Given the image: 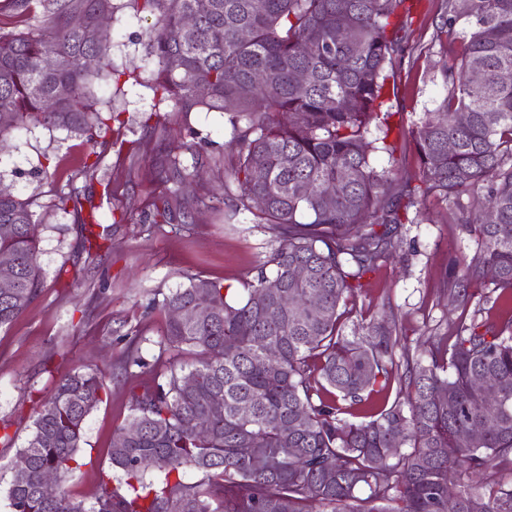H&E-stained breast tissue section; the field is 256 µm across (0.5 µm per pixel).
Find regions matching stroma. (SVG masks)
<instances>
[{"label":"stroma","instance_id":"stroma-1","mask_svg":"<svg viewBox=\"0 0 512 512\" xmlns=\"http://www.w3.org/2000/svg\"><path fill=\"white\" fill-rule=\"evenodd\" d=\"M444 0H415L403 32L397 65V94L390 103L404 122L432 111L444 94L440 72L460 51L454 35L441 32ZM153 15L120 8L111 24L112 58L139 81H95L101 109L120 119L96 141L42 126L17 131L0 152V189L30 200L40 236L41 289L10 326L0 329V512H10L11 467L56 383L75 370L102 377L101 401L88 417L85 443L74 472L59 490L91 507L111 474L114 432L130 419L131 396L159 375L195 363L196 352L161 344L164 295L200 274L243 290L278 245L272 225L248 211L225 220L221 193L224 157L231 140L230 113L195 112L183 117L160 102L147 78L145 31ZM199 166L216 197L178 200L184 216L167 223L152 202L173 190L167 159ZM46 172H38L39 159ZM91 198L107 245L85 250L81 223L63 197ZM454 205L428 198L414 223L399 229L395 256L349 295L341 309L347 326L392 313L401 350L427 359L430 341L452 331L448 313L449 269L473 256L475 236L462 230ZM464 320L499 324L512 320V292L492 276L471 285ZM137 348L145 367L123 368L128 348Z\"/></svg>","mask_w":512,"mask_h":512}]
</instances>
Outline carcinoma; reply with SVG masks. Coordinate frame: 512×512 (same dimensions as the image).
Wrapping results in <instances>:
<instances>
[{
	"label": "carcinoma",
	"instance_id": "carcinoma-1",
	"mask_svg": "<svg viewBox=\"0 0 512 512\" xmlns=\"http://www.w3.org/2000/svg\"><path fill=\"white\" fill-rule=\"evenodd\" d=\"M34 1L41 6L34 25L0 33V137L33 123L92 142L105 118L91 78L108 67L112 33L103 28L89 38L74 19L111 16L116 3H13L26 12ZM126 2L135 14L156 17L146 38L160 100L185 117L233 113L224 191L247 211L265 198L258 217L279 235L265 262L273 273L260 270L244 298L202 276L164 295L165 343L204 358L132 395L130 423L140 434L127 439L124 426L114 434L115 474L87 511L39 491L43 474L59 479L73 471L103 388L95 373L65 376L18 451L28 469L12 472L11 512H164L172 499L182 512H512V481L498 479L512 475V322L461 321L453 343L435 340L429 363L404 356V400L351 422L347 406L385 389L399 371L400 337L386 319L348 332L339 312L396 250L393 236L410 210L420 211L430 196L457 204L479 186L484 195L457 214L474 227L479 250L453 264L448 308L465 301L489 269L512 290V81L502 79L512 71V0H446L442 27L457 35L462 52L441 73L446 94L407 129L419 171L403 175L387 197L381 188L388 175L372 159L384 153L396 161L389 84L408 0ZM86 56L97 70L81 64ZM299 71L307 81L295 80ZM476 72L478 82L471 80ZM169 168L173 196L196 182L197 171L179 158ZM4 224L11 232L0 233V265L15 275L0 284V329L41 288L30 201L0 195ZM295 266L307 277L295 279ZM283 291L300 310L278 306ZM177 308L198 315L179 322L170 316ZM312 359L319 362L315 382ZM478 376L496 381V398L473 384ZM190 377L192 386L185 384ZM215 396L224 398L220 415L210 414ZM243 448L265 464L256 466ZM189 469L202 478L187 481ZM450 485L457 490L451 503Z\"/></svg>",
	"mask_w": 512,
	"mask_h": 512
}]
</instances>
